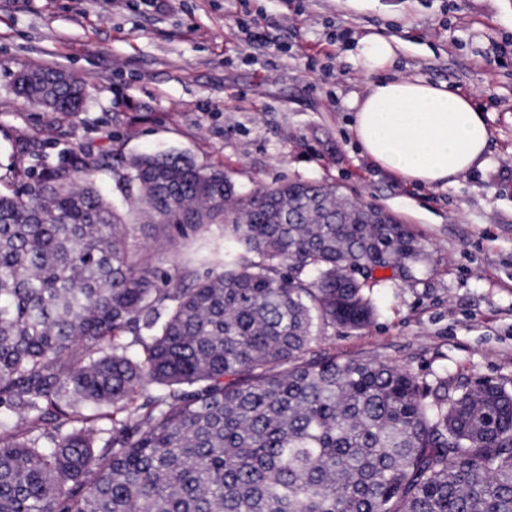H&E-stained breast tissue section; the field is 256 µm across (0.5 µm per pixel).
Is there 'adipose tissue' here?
Segmentation results:
<instances>
[{
	"mask_svg": "<svg viewBox=\"0 0 512 512\" xmlns=\"http://www.w3.org/2000/svg\"><path fill=\"white\" fill-rule=\"evenodd\" d=\"M397 44L372 34L357 60L369 72L393 67ZM352 130L377 167L433 188L454 184L481 165L490 132L482 112L465 96L423 79L396 77L369 83L350 103Z\"/></svg>",
	"mask_w": 512,
	"mask_h": 512,
	"instance_id": "ef3b65f1",
	"label": "adipose tissue"
}]
</instances>
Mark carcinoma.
Returning <instances> with one entry per match:
<instances>
[{
    "mask_svg": "<svg viewBox=\"0 0 512 512\" xmlns=\"http://www.w3.org/2000/svg\"><path fill=\"white\" fill-rule=\"evenodd\" d=\"M15 94L72 114L74 75ZM71 152L0 193V512H512V389L315 352L362 329L379 271L423 274L394 216L327 183L241 192L178 152L122 159L116 207ZM224 225L189 285L138 234Z\"/></svg>",
    "mask_w": 512,
    "mask_h": 512,
    "instance_id": "cac0c4a2",
    "label": "carcinoma"
}]
</instances>
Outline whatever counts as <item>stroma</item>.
Wrapping results in <instances>:
<instances>
[{
    "label": "stroma",
    "mask_w": 512,
    "mask_h": 512,
    "mask_svg": "<svg viewBox=\"0 0 512 512\" xmlns=\"http://www.w3.org/2000/svg\"><path fill=\"white\" fill-rule=\"evenodd\" d=\"M372 33L399 40L398 74L483 112V167L427 188L361 154L347 102L375 79L354 61ZM36 66L80 76L83 110L16 97V76ZM73 151H177L245 191L324 181L392 213L421 235L425 275L375 289L374 322L329 329L318 349L427 382L512 381V0H0V189ZM139 239L144 263L176 281L224 258L220 224Z\"/></svg>",
    "instance_id": "1"
}]
</instances>
